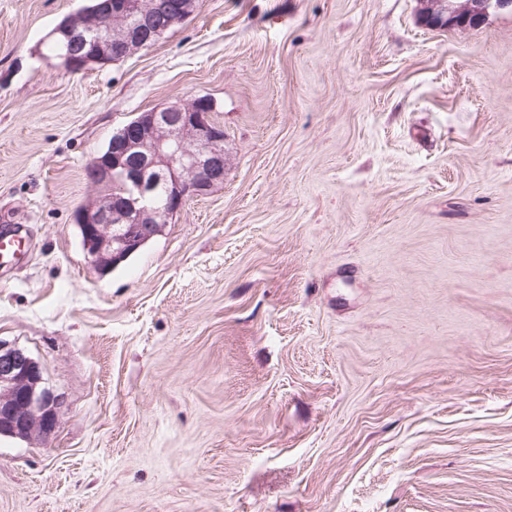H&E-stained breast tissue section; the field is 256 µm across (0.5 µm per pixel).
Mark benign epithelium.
Returning <instances> with one entry per match:
<instances>
[{"mask_svg": "<svg viewBox=\"0 0 512 512\" xmlns=\"http://www.w3.org/2000/svg\"><path fill=\"white\" fill-rule=\"evenodd\" d=\"M425 24L476 25L489 10L512 12V0H422ZM196 0H104L94 11L66 17L55 29L66 47L60 65L80 72L123 60L153 44L195 10ZM210 101L174 103L141 112L90 163L100 194L75 221L83 249L98 269L118 265L158 236L190 196L224 183V132L209 118ZM42 368L26 351L0 345V436L49 438L58 399L41 387Z\"/></svg>", "mask_w": 512, "mask_h": 512, "instance_id": "1", "label": "benign epithelium"}]
</instances>
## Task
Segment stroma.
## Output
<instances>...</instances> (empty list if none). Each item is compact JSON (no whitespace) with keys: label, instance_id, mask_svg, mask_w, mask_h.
I'll use <instances>...</instances> for the list:
<instances>
[{"label":"stroma","instance_id":"stroma-1","mask_svg":"<svg viewBox=\"0 0 512 512\" xmlns=\"http://www.w3.org/2000/svg\"><path fill=\"white\" fill-rule=\"evenodd\" d=\"M0 0V345L62 402L0 512H512V13L197 0L62 68ZM210 99L222 185L109 272L75 212L138 113ZM425 24L435 28L476 25L490 9L512 12V0H422Z\"/></svg>","mask_w":512,"mask_h":512}]
</instances>
